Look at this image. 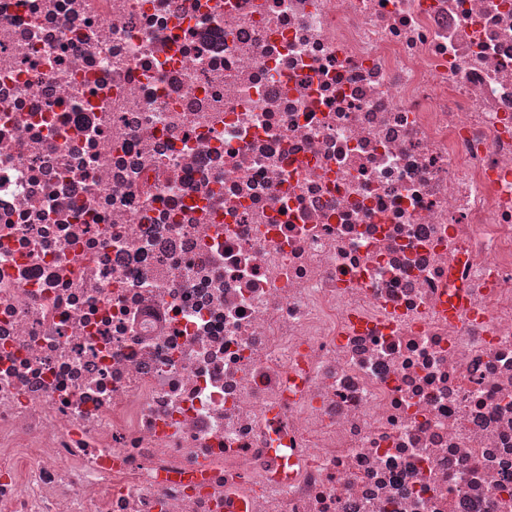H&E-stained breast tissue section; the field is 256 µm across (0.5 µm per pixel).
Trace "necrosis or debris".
I'll return each instance as SVG.
<instances>
[{
	"instance_id": "1",
	"label": "necrosis or debris",
	"mask_w": 512,
	"mask_h": 512,
	"mask_svg": "<svg viewBox=\"0 0 512 512\" xmlns=\"http://www.w3.org/2000/svg\"><path fill=\"white\" fill-rule=\"evenodd\" d=\"M0 512H512V0H0Z\"/></svg>"
}]
</instances>
